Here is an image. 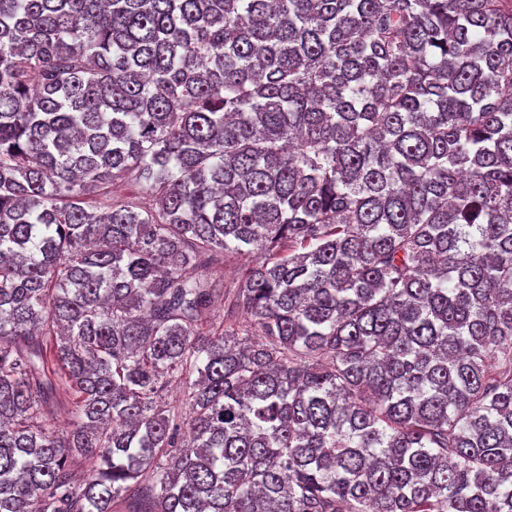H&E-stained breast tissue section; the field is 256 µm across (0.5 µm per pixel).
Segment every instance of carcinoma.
<instances>
[{
  "mask_svg": "<svg viewBox=\"0 0 512 512\" xmlns=\"http://www.w3.org/2000/svg\"><path fill=\"white\" fill-rule=\"evenodd\" d=\"M119 498L512 512V0H0V512ZM71 411L72 400L64 395L50 408L46 423L59 431L65 430L71 418Z\"/></svg>",
  "mask_w": 512,
  "mask_h": 512,
  "instance_id": "1",
  "label": "carcinoma"
}]
</instances>
